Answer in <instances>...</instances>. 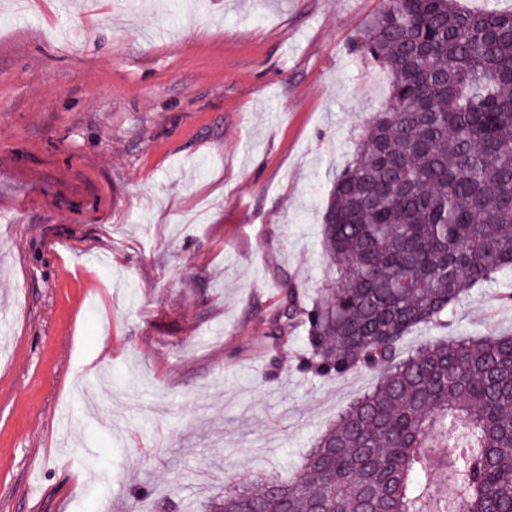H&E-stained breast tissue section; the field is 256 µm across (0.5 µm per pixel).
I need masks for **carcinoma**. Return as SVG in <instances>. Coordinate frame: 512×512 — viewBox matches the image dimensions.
Returning a JSON list of instances; mask_svg holds the SVG:
<instances>
[{
  "mask_svg": "<svg viewBox=\"0 0 512 512\" xmlns=\"http://www.w3.org/2000/svg\"><path fill=\"white\" fill-rule=\"evenodd\" d=\"M389 82L322 208L336 277L311 304L290 286L268 316L279 342L307 331L304 368L377 372L287 479L224 489L211 512H445L430 477L459 484V512H512V335L406 334L452 315L512 268V11L461 0H381L357 36Z\"/></svg>",
  "mask_w": 512,
  "mask_h": 512,
  "instance_id": "cac0c4a2",
  "label": "carcinoma"
}]
</instances>
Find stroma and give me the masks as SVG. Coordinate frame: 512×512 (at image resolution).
Here are the masks:
<instances>
[{
  "label": "stroma",
  "mask_w": 512,
  "mask_h": 512,
  "mask_svg": "<svg viewBox=\"0 0 512 512\" xmlns=\"http://www.w3.org/2000/svg\"><path fill=\"white\" fill-rule=\"evenodd\" d=\"M76 2L0 0V512L166 487L204 512L291 476L375 384L304 371V329L266 319L327 284L328 175L389 96L352 44L380 0ZM490 333L510 269L401 353Z\"/></svg>",
  "instance_id": "stroma-1"
}]
</instances>
